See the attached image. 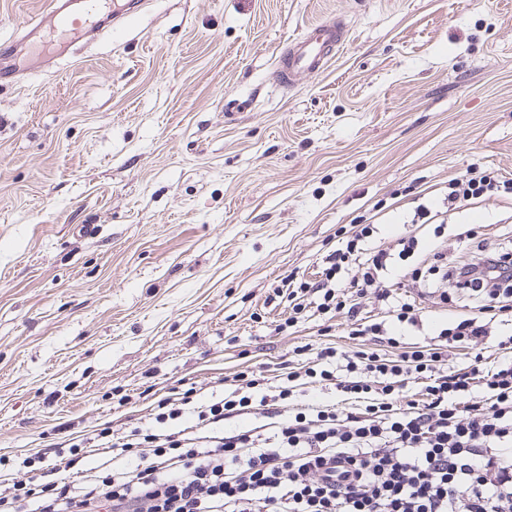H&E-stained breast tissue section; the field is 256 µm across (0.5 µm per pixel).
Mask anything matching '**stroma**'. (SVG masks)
<instances>
[{"mask_svg": "<svg viewBox=\"0 0 512 512\" xmlns=\"http://www.w3.org/2000/svg\"><path fill=\"white\" fill-rule=\"evenodd\" d=\"M117 31L0 85V461L148 428L174 389L358 347L344 315L268 297L314 280L352 224L390 242L473 164L512 179V0H140ZM351 30L320 75L276 86L288 40ZM237 101L229 112L225 105ZM512 242V199L416 229L420 250ZM470 294L419 297L438 343ZM448 368L508 354L452 342Z\"/></svg>", "mask_w": 512, "mask_h": 512, "instance_id": "obj_1", "label": "stroma"}]
</instances>
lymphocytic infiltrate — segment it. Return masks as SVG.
Segmentation results:
<instances>
[{
    "label": "lymphocytic infiltrate",
    "mask_w": 512,
    "mask_h": 512,
    "mask_svg": "<svg viewBox=\"0 0 512 512\" xmlns=\"http://www.w3.org/2000/svg\"><path fill=\"white\" fill-rule=\"evenodd\" d=\"M511 194V179L473 165L449 181L444 202L459 209ZM374 233V225H352L345 247L323 258L320 280L287 288L280 300L299 315L310 295L321 294L318 310L346 312L352 335L378 342L422 321L415 301L395 294L405 278L479 289L475 312L455 324L453 340L486 335L490 319L512 314V249L483 246L454 260L434 250L419 260L415 235L383 247L373 245ZM367 296L386 305V321L358 323ZM301 379L334 385L366 405L344 413L308 403L284 413ZM419 380L425 401H406L409 384ZM479 388L486 391L482 407L471 400ZM157 407L156 422H177L176 430L137 428L118 441L101 430L93 452L105 460L77 480L65 473L78 464L81 443L56 444L53 466L33 485L0 477V512H27L30 503L34 512H512L511 356L491 370L476 360L451 372L435 348L387 359L371 348L341 353L325 346L288 372L285 384L242 371L210 404L188 390ZM245 415L264 422L213 429ZM145 445L151 455L140 454Z\"/></svg>",
    "instance_id": "obj_1"
}]
</instances>
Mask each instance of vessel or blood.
I'll return each instance as SVG.
<instances>
[{"mask_svg": "<svg viewBox=\"0 0 512 512\" xmlns=\"http://www.w3.org/2000/svg\"><path fill=\"white\" fill-rule=\"evenodd\" d=\"M101 0H42L39 13L28 16L20 24L24 40L34 43L46 19H54L60 34L71 41L85 39L90 29L88 20ZM349 39V29L340 19L330 18L306 28L303 35L292 39L280 54L273 79L281 86H292L302 74L322 73L339 54ZM13 38H0V83L16 82L21 72L12 61Z\"/></svg>", "mask_w": 512, "mask_h": 512, "instance_id": "1", "label": "vessel or blood"}]
</instances>
